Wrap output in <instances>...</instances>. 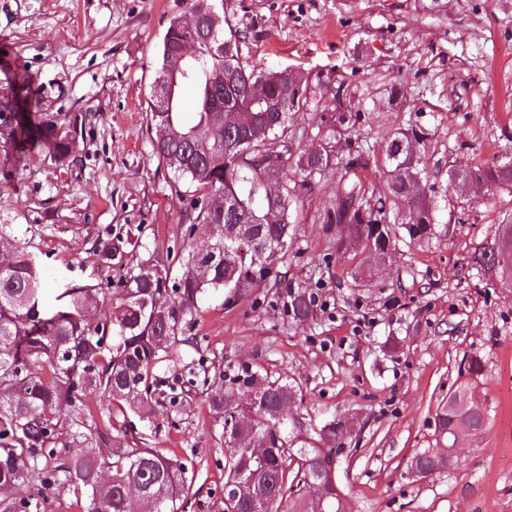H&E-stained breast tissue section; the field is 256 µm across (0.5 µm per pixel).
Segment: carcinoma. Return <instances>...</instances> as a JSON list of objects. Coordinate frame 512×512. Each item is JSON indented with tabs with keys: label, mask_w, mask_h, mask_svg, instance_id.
<instances>
[{
	"label": "carcinoma",
	"mask_w": 512,
	"mask_h": 512,
	"mask_svg": "<svg viewBox=\"0 0 512 512\" xmlns=\"http://www.w3.org/2000/svg\"><path fill=\"white\" fill-rule=\"evenodd\" d=\"M192 11L204 46L195 56L177 54L183 34L179 17L170 19L146 115L153 153L174 186L190 196L184 215L188 250L175 255L182 265L178 281L169 283L149 260L129 268L114 284L112 313L93 324L86 313L97 307L98 289L71 283L48 305L44 265L0 225V246H11V259L0 264V488L32 489L26 497L1 499L0 512H41L48 495L67 485L76 496L86 494L85 512H127L130 484L141 488V512H180L192 486L185 466L143 446L145 438L136 436L128 416L162 398L183 404L186 390L173 384L159 391L156 371L194 343L187 332L203 299L283 285L277 257L295 232L299 204L328 167L341 165L349 175L338 181L323 214L325 223L336 226V252L364 241L370 258L384 260L395 250V224L411 240L448 234L453 212L437 203V182L423 154L426 129L410 122L385 134L378 149L343 160L340 144L360 118L346 110L350 84L339 82L335 112L328 116L304 72L243 62L239 43L247 31L230 26L215 0H192ZM186 87L196 98L191 123L182 119ZM405 99L406 88L393 84L380 103ZM299 112L315 130L303 151L289 134L290 116ZM69 128L66 120H35L17 103L0 115L4 143L37 147L62 166L78 152V136ZM371 164L380 187L350 175ZM475 171L489 187L512 193L511 158ZM471 266L486 281L512 288V222L498 225L474 248ZM288 297L293 318L313 316L314 300L292 290ZM482 370L481 360L471 357V381L438 406L435 433L450 447L459 433H477L486 423L473 401ZM296 396L288 380L262 378L247 367L219 377L208 402L224 419V445L249 442L228 464L231 487L222 512H281L287 501L293 502L291 512H340L341 493L324 460L345 444L343 421H326L315 439L297 424L286 428L278 408ZM92 398L110 406L105 431L96 435L83 425ZM453 462L422 448L411 467L432 474ZM104 468L112 470L106 483L99 480Z\"/></svg>",
	"instance_id": "carcinoma-1"
}]
</instances>
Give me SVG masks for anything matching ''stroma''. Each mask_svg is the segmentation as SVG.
I'll return each mask as SVG.
<instances>
[{"instance_id": "stroma-1", "label": "stroma", "mask_w": 512, "mask_h": 512, "mask_svg": "<svg viewBox=\"0 0 512 512\" xmlns=\"http://www.w3.org/2000/svg\"><path fill=\"white\" fill-rule=\"evenodd\" d=\"M190 11L191 0H0V101L24 92L28 111L82 127L78 160L64 167L0 146V224L47 265L50 288L98 286L101 315L115 297L109 279L128 267L181 273L172 258L186 246L188 200L152 152L146 109L168 21ZM228 13L249 32L244 59L303 71L322 110L333 111L338 80L351 83L353 145L410 121L427 129L440 193L454 191L448 165L489 164L512 145V0H230ZM393 82L407 103L376 107ZM340 177L324 172L276 263L314 298L313 319L288 314L285 288L213 294L178 376L246 366L296 387L305 430L347 421L335 477L348 512H512V293L470 266L474 246L512 220V195L477 189L446 237L399 239L394 258L361 277L363 247L337 254L322 222ZM108 238L119 255L107 267L94 243ZM473 356L487 424L460 436L457 463L416 476L410 460L435 447L437 407L467 382ZM135 425L191 466L185 512H221L224 424L205 393Z\"/></svg>"}]
</instances>
